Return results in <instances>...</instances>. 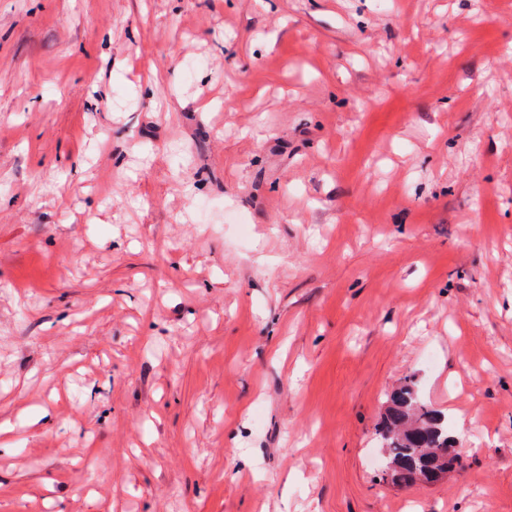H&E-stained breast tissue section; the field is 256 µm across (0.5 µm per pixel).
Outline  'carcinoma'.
Listing matches in <instances>:
<instances>
[{"label":"carcinoma","mask_w":512,"mask_h":512,"mask_svg":"<svg viewBox=\"0 0 512 512\" xmlns=\"http://www.w3.org/2000/svg\"><path fill=\"white\" fill-rule=\"evenodd\" d=\"M378 431L397 485L414 484L417 472L428 483L435 470L445 472L459 461V456L450 453L442 465L436 466L433 458L421 454L423 449H448L453 446V439L448 436V418L422 404L411 382L389 396Z\"/></svg>","instance_id":"obj_1"}]
</instances>
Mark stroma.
<instances>
[{
	"label": "stroma",
	"instance_id": "1",
	"mask_svg": "<svg viewBox=\"0 0 512 512\" xmlns=\"http://www.w3.org/2000/svg\"><path fill=\"white\" fill-rule=\"evenodd\" d=\"M6 421L0 512H512V0H0ZM379 431L386 460L394 466L392 482L397 485L417 483L416 472L423 476V482L429 483L436 469L445 472L459 463L455 453H448L440 466H434L430 456L419 455L429 448L441 449L444 454L445 448L453 447V439L448 436V418L422 404L412 382L401 385L389 396Z\"/></svg>",
	"mask_w": 512,
	"mask_h": 512
}]
</instances>
